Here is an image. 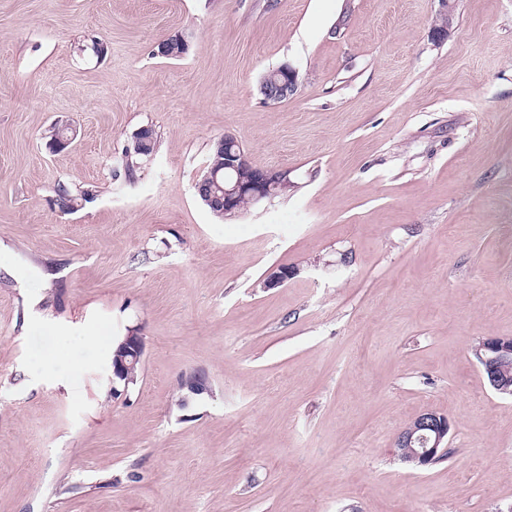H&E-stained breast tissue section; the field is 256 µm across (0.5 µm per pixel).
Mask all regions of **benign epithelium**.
Returning a JSON list of instances; mask_svg holds the SVG:
<instances>
[{
  "label": "benign epithelium",
  "instance_id": "benign-epithelium-1",
  "mask_svg": "<svg viewBox=\"0 0 512 512\" xmlns=\"http://www.w3.org/2000/svg\"><path fill=\"white\" fill-rule=\"evenodd\" d=\"M434 34L446 36L455 19V0H438ZM298 86V72L285 65L278 78L261 82L259 92L263 101L279 104L293 96ZM224 145V189L217 188V174L205 173L196 184L198 194L211 207L224 213L240 211L242 203L252 206L263 199H269L289 185L288 172L259 169L254 167L238 140L230 133L221 138ZM295 275L289 267H279L264 282L267 288L281 285ZM144 341L139 330L129 329L112 354V380L124 384L135 383L134 366L141 361ZM512 352V342L506 338L488 337L474 349L475 356L483 370L489 374L490 383L500 394H512V380L499 373L501 356ZM451 423L442 414L427 411L405 426L398 434L395 447L400 458L408 463L427 466L446 452Z\"/></svg>",
  "mask_w": 512,
  "mask_h": 512
}]
</instances>
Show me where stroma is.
<instances>
[{"mask_svg": "<svg viewBox=\"0 0 512 512\" xmlns=\"http://www.w3.org/2000/svg\"><path fill=\"white\" fill-rule=\"evenodd\" d=\"M438 10L0 0V512H512V398L473 355L512 337V0H456L441 42ZM227 133L291 185L220 219L195 184ZM427 411L450 454L416 468L395 440ZM278 79L261 82L259 92L263 101L269 104H279L293 96L298 86V72L296 69L284 65ZM92 193L89 190H82L74 193L67 185L58 184L56 189V202L62 212L71 213L77 211L83 202L91 199ZM144 351V341L138 329H128L127 334L119 343L115 353H112V379L122 382L129 387L138 377L134 375V366L141 362Z\"/></svg>", "mask_w": 512, "mask_h": 512, "instance_id": "stroma-1", "label": "stroma"}]
</instances>
